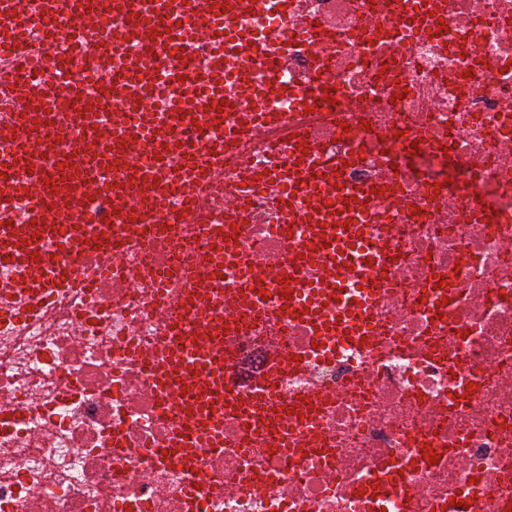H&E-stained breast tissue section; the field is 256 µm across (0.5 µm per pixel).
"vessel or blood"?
I'll return each mask as SVG.
<instances>
[{"label": "vessel or blood", "mask_w": 512, "mask_h": 512, "mask_svg": "<svg viewBox=\"0 0 512 512\" xmlns=\"http://www.w3.org/2000/svg\"><path fill=\"white\" fill-rule=\"evenodd\" d=\"M259 0H36V9L26 16L22 29L37 28L41 38L35 48L12 41L0 47V92L14 91L32 67L56 69L63 63L56 34L67 29L72 35L76 60L71 63L67 93L43 85L33 90V99L7 118V131L0 133V173L5 185L16 190L29 182L40 185L30 201V223L9 222L0 214V258L24 277L27 289L39 296L50 295L59 282L74 288H92L111 278V268L89 276L75 261L77 253L93 249L111 252L112 243L139 234L144 224H190L197 216L193 202L173 206L170 195L183 184L206 182L211 168L220 165L225 142L234 140L232 127L219 119L217 106L224 88V70L215 65L205 72H183L185 93L165 114L137 112L132 103L152 79L141 57L128 55L131 44L151 48H192L195 33L207 28L216 46L235 42L239 20L247 12H260ZM91 56L112 63L111 77L89 90L79 57ZM214 129L206 140L205 154L182 153L172 131L194 127ZM95 140L97 150L76 152L64 158L54 172L36 161V154L55 151L70 131ZM343 161L317 158L314 170L295 164L270 175L277 184L272 198L282 223L308 225L312 236L305 260L309 263L330 256L333 265L323 280L308 281L290 263H282L275 278L262 292L252 295L255 311L270 310V298L283 279L293 280L297 295L311 305L313 322L319 323V339L329 344L344 330L364 325L365 311L378 284L379 272L388 256L362 235L359 225L337 222L336 214L350 210L363 217L365 195L344 183ZM97 189L98 202L88 198ZM133 193L138 208L115 209L117 197ZM357 254L361 288L349 315L339 325L321 326L319 307L327 301L340 275ZM224 309L197 311L195 318H182L175 335L194 337L182 366L174 377H162L158 392L162 402L177 407L200 402L197 423L182 430L174 453L189 449L201 458L224 445L223 413L205 409V402L223 399L224 348L211 337L213 326L223 323ZM274 380L255 377L231 410L242 423L254 424L255 412L278 403Z\"/></svg>", "instance_id": "1"}]
</instances>
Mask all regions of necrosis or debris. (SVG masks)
<instances>
[{
  "label": "necrosis or debris",
  "mask_w": 512,
  "mask_h": 512,
  "mask_svg": "<svg viewBox=\"0 0 512 512\" xmlns=\"http://www.w3.org/2000/svg\"><path fill=\"white\" fill-rule=\"evenodd\" d=\"M399 4L265 0L250 57L224 55L225 69L248 67L254 90L228 86V100L287 113L308 154L349 158L344 178L380 191L368 232L392 261L372 302L375 336L317 353L305 322L267 316L224 334L230 381L260 362L298 408L273 418L315 419L304 454L245 452L228 415L223 451L200 462L202 486L163 455L182 427L154 392L173 353L166 328L187 290L208 287L196 225L176 224L113 247L119 277L88 293L16 294L15 269L0 266V512L512 508V0ZM215 52L202 31L186 56L151 52L147 107L170 111L180 89L168 73L207 70ZM414 144L417 167H396ZM289 146L280 129L242 132L201 204L224 209L243 176L284 163ZM269 194L253 192L239 237L257 288L305 240ZM157 263L176 271L162 288ZM293 355L302 366L283 368Z\"/></svg>",
  "instance_id": "1"
}]
</instances>
